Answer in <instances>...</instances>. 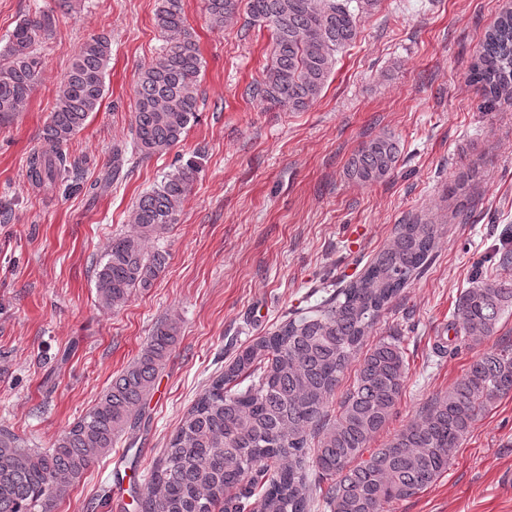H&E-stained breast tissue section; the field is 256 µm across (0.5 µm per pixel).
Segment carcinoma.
Here are the masks:
<instances>
[{"mask_svg": "<svg viewBox=\"0 0 512 512\" xmlns=\"http://www.w3.org/2000/svg\"><path fill=\"white\" fill-rule=\"evenodd\" d=\"M242 4L249 20L269 26L273 42L271 63L251 93L301 112L321 97L336 54L356 39L358 13L373 12L379 0H205L211 27L224 29ZM155 24L165 43L138 75L133 138L130 147L112 153L114 178L131 157L169 153L198 116L203 59L184 0H158ZM54 25V10L39 7L0 47V122L22 111L40 81L38 46ZM111 54L106 33L74 52L45 126L53 151L35 150L27 158L33 186L53 189L68 181V145L101 106ZM469 78L482 92L484 110L512 102V11L486 32ZM399 155L393 137L378 135L355 152L346 176L362 185L380 183L394 173ZM195 173L191 162L169 172L139 199L132 230L112 237L95 263L102 306L120 307L135 291L153 287L167 253L150 243L177 223ZM440 234L438 224L398 225L391 244L360 276L243 348L183 414L145 492H134L141 512H310L312 471L327 482L326 512H390L448 471L451 449L482 412L512 392V343L473 360L380 448L369 444L402 395L405 359L398 336L361 352L382 311L431 263ZM509 312L512 277L491 279L476 269L453 313L454 343L493 336ZM179 337L176 320L157 324L133 363L50 448H30L1 428L0 512H56L70 488L141 425ZM359 354L355 383L333 416L330 399Z\"/></svg>", "mask_w": 512, "mask_h": 512, "instance_id": "1", "label": "carcinoma"}]
</instances>
